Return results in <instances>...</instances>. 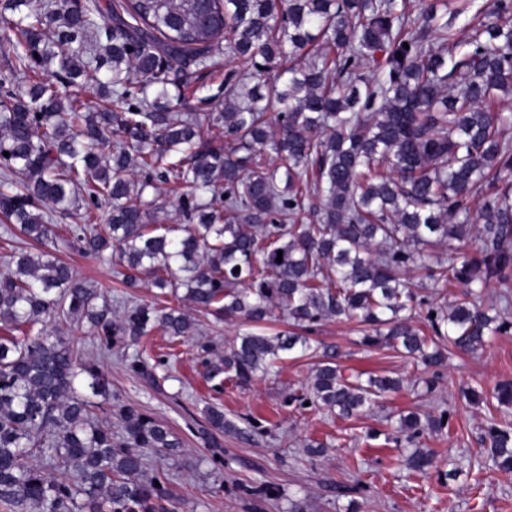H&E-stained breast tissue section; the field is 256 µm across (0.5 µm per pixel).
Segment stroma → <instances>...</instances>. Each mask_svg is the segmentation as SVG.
<instances>
[{
  "label": "stroma",
  "mask_w": 512,
  "mask_h": 512,
  "mask_svg": "<svg viewBox=\"0 0 512 512\" xmlns=\"http://www.w3.org/2000/svg\"><path fill=\"white\" fill-rule=\"evenodd\" d=\"M75 220L72 214L55 217L56 254L80 278L106 291L111 302L130 295L151 306L174 304V297L148 283L126 288L114 274L115 264L70 246L68 226ZM192 318L199 336L173 339L157 330L127 347L130 356L168 354L167 367L158 369L152 382L101 350L89 325L71 332L75 350L101 366L121 403L139 406L182 440L181 455L162 462L167 486L180 502L178 512H293L297 504L302 512H512V472L489 468L481 438L491 421L512 423V408L493 399L469 404L459 395L464 383L489 391L497 382L512 379V333L493 337L474 354L449 351L445 366L435 375L392 350L363 346L356 323L314 325L313 339L335 346L344 373L398 374L407 381L403 390L380 399L363 415L345 419L286 404V396L307 382L313 364L308 356L287 355L274 373L248 387L228 381L223 391L212 390L196 361L197 341L211 342L221 352L252 326L197 311ZM430 378L436 385L429 393L423 382ZM211 404L250 432L246 439L221 436L220 471L214 469L210 450L199 437L206 426L204 410ZM416 407L433 415L444 409L452 414L447 428L425 432L419 440L421 448L436 454L439 470L407 469L404 445L393 437L399 413ZM372 429L378 438H367ZM312 440L325 444L322 456L305 454L304 446ZM258 484L277 487L278 497L251 496L249 487Z\"/></svg>",
  "instance_id": "1"
}]
</instances>
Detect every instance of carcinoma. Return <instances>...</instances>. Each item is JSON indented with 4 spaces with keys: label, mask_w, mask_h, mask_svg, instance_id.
<instances>
[{
    "label": "carcinoma",
    "mask_w": 512,
    "mask_h": 512,
    "mask_svg": "<svg viewBox=\"0 0 512 512\" xmlns=\"http://www.w3.org/2000/svg\"><path fill=\"white\" fill-rule=\"evenodd\" d=\"M408 47H403V44ZM0 216L40 244L56 243L53 216L85 209L71 233L81 249L118 253L122 277L170 289L217 319L256 326L279 308L302 332H250L212 354L198 342L203 376L241 386L285 354L312 349L321 321L361 326V344L443 365L441 344L474 354L512 330L481 291L512 279V0H492L490 20L461 39L447 0H7L0 13ZM250 64V80L224 72V101L174 112L189 68ZM96 77L109 101L85 109L79 86ZM9 156H4V153ZM178 186L182 223L155 234L156 182ZM316 199L315 220L299 224ZM107 206L108 223L91 212ZM477 223H472V214ZM472 238L477 252L452 242ZM448 248V265L425 264ZM282 262H277V257ZM0 275V323L32 327L88 320L106 347L125 348L155 329L192 335L179 306H112L49 247L12 255ZM414 267L462 284L446 308L411 288ZM423 319L432 331L416 326ZM323 347L290 403L350 418L398 391L389 376H344ZM168 365L136 355L150 380ZM100 398L95 403L90 397ZM492 396L512 406V381ZM112 407L109 382L59 332L0 336V506L6 512H177L165 472L145 450L171 458L182 441L139 407L117 406L121 437L97 411ZM211 462L224 467L216 434L249 433L214 405L205 410ZM448 411L399 418L413 451L406 464L439 468L418 447ZM490 466L512 471V428L483 429Z\"/></svg>",
    "instance_id": "obj_1"
}]
</instances>
